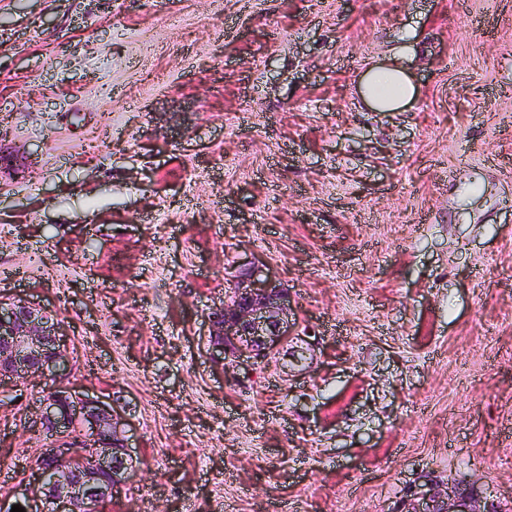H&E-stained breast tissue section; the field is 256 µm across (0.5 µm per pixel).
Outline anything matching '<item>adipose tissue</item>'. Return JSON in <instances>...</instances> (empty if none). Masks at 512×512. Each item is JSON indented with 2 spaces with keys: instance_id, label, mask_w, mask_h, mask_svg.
<instances>
[{
  "instance_id": "1",
  "label": "adipose tissue",
  "mask_w": 512,
  "mask_h": 512,
  "mask_svg": "<svg viewBox=\"0 0 512 512\" xmlns=\"http://www.w3.org/2000/svg\"><path fill=\"white\" fill-rule=\"evenodd\" d=\"M408 51V46H400L397 54L378 61L361 75L357 94L364 105L377 112H396L415 100L417 87L400 62Z\"/></svg>"
}]
</instances>
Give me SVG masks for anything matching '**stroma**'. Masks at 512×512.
Returning <instances> with one entry per match:
<instances>
[{"mask_svg":"<svg viewBox=\"0 0 512 512\" xmlns=\"http://www.w3.org/2000/svg\"><path fill=\"white\" fill-rule=\"evenodd\" d=\"M406 42L417 99L368 111ZM0 119V300L68 357L0 383V499L58 384L130 420L102 512L512 500V0H0ZM253 264L311 338L228 366L208 317ZM411 49L410 45H402L397 52L368 68L359 78L357 94L362 103L377 112H397L412 101L418 94L416 84L410 72L400 63V58ZM384 81H391L398 87L392 96L382 97L376 88ZM443 491L433 480L414 485L409 489L407 500L400 512H506L510 508H502L498 503L490 506L481 505L477 494L467 487H454V490ZM409 497V498H408Z\"/></svg>","mask_w":512,"mask_h":512,"instance_id":"stroma-1","label":"stroma"}]
</instances>
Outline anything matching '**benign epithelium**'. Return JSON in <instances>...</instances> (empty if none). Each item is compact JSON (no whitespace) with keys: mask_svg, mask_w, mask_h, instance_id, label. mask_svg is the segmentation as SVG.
Listing matches in <instances>:
<instances>
[{"mask_svg":"<svg viewBox=\"0 0 512 512\" xmlns=\"http://www.w3.org/2000/svg\"><path fill=\"white\" fill-rule=\"evenodd\" d=\"M288 289L247 274L233 282L224 307L211 313L208 350L220 361L243 357L263 361L295 335L289 321ZM67 361L58 319L38 304L16 299L0 302V379L35 378L58 370ZM118 412L104 402L79 397L66 387L50 391L39 401L31 427L60 441L48 457L68 466L65 476L48 481L10 500L0 502V512L18 504L25 512L40 497L53 505L52 512H100L129 478L133 458ZM398 512H506L499 505L481 503L473 490L455 487L451 492L428 480L409 489Z\"/></svg>","mask_w":512,"mask_h":512,"instance_id":"7a95c632","label":"benign epithelium"}]
</instances>
